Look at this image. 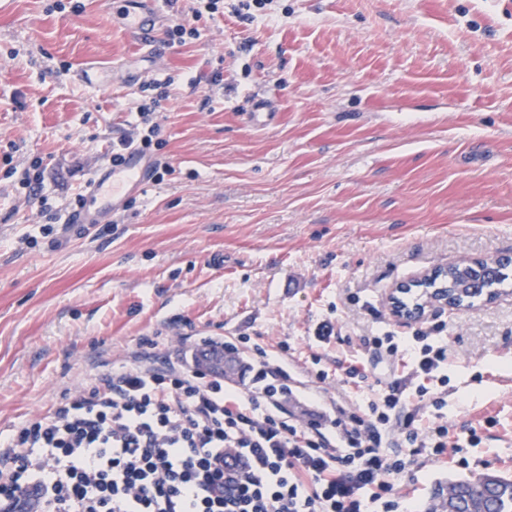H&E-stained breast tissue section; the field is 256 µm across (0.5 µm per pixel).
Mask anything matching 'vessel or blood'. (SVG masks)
Segmentation results:
<instances>
[{
	"label": "vessel or blood",
	"mask_w": 512,
	"mask_h": 512,
	"mask_svg": "<svg viewBox=\"0 0 512 512\" xmlns=\"http://www.w3.org/2000/svg\"><path fill=\"white\" fill-rule=\"evenodd\" d=\"M115 17L130 35L151 38L163 19L154 8V0H118ZM150 159L138 149H129L121 165H97L85 189L83 203L69 215L73 224H99L104 217L119 211L131 193L149 182Z\"/></svg>",
	"instance_id": "1"
}]
</instances>
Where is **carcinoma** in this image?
<instances>
[{
  "label": "carcinoma",
  "instance_id": "carcinoma-1",
  "mask_svg": "<svg viewBox=\"0 0 512 512\" xmlns=\"http://www.w3.org/2000/svg\"><path fill=\"white\" fill-rule=\"evenodd\" d=\"M508 265L501 264L492 280L482 281L473 291L467 289L456 298L468 305L487 294L492 295V288L503 284L508 279L505 270ZM477 512H512V478L495 472H486L470 477H450L435 484L431 493V504L427 512H466L469 506Z\"/></svg>",
  "mask_w": 512,
  "mask_h": 512
}]
</instances>
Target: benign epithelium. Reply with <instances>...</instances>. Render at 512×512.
<instances>
[{
  "instance_id": "7a95c632",
  "label": "benign epithelium",
  "mask_w": 512,
  "mask_h": 512,
  "mask_svg": "<svg viewBox=\"0 0 512 512\" xmlns=\"http://www.w3.org/2000/svg\"><path fill=\"white\" fill-rule=\"evenodd\" d=\"M450 288L448 268L437 267L391 288L388 305L392 314L406 323L418 322L434 312H459L463 307L448 296Z\"/></svg>"
}]
</instances>
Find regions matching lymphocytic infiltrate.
Returning <instances> with one entry per match:
<instances>
[{
	"label": "lymphocytic infiltrate",
	"mask_w": 512,
	"mask_h": 512,
	"mask_svg": "<svg viewBox=\"0 0 512 512\" xmlns=\"http://www.w3.org/2000/svg\"><path fill=\"white\" fill-rule=\"evenodd\" d=\"M365 345L404 361L417 384L387 382L327 424H297L283 409L290 378L262 350L244 367V391L183 364L115 365L0 438V512H408L396 479L422 449L438 460L473 446L477 431L448 437L444 337L386 332ZM410 398L432 423L406 411ZM394 429L403 451L391 456Z\"/></svg>",
	"instance_id": "lymphocytic-infiltrate-1"
}]
</instances>
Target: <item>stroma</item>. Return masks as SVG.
I'll list each match as a JSON object with an SVG mask.
<instances>
[{
  "label": "stroma",
  "instance_id": "1",
  "mask_svg": "<svg viewBox=\"0 0 512 512\" xmlns=\"http://www.w3.org/2000/svg\"><path fill=\"white\" fill-rule=\"evenodd\" d=\"M237 5L148 49L104 0H0V188L22 203L0 213V435L113 363L191 361L200 336L288 345L362 406L372 390L342 382L359 354L370 376L416 384L364 337L439 325L448 422L480 441L467 465L427 461L398 490L416 508L434 481L512 476V278L411 325L386 301L431 268L512 256V0ZM92 66L108 88L77 80ZM257 96L275 114L263 127L246 117ZM152 124L149 154L173 173L105 223L66 225L113 141ZM37 158L29 194L17 174Z\"/></svg>",
  "mask_w": 512,
  "mask_h": 512
}]
</instances>
